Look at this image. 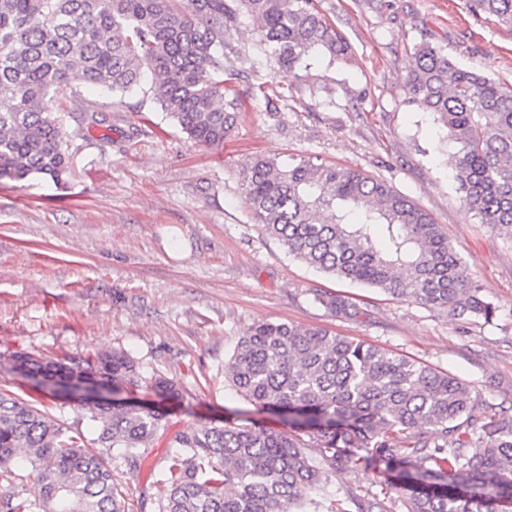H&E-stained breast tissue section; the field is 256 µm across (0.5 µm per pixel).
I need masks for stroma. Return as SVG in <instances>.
I'll list each match as a JSON object with an SVG mask.
<instances>
[{"label": "stroma", "instance_id": "1", "mask_svg": "<svg viewBox=\"0 0 512 512\" xmlns=\"http://www.w3.org/2000/svg\"><path fill=\"white\" fill-rule=\"evenodd\" d=\"M347 41L298 85L258 55L255 27L232 33L246 54L233 90L241 120L223 146L195 144L149 89L118 96L79 76L54 92L72 156L61 182L33 174L0 179V388L29 384L11 372L23 349L79 358L120 351L144 376L177 381L181 401L161 403L167 436L139 467H112L131 512H157L169 434L221 420L248 405L224 377L237 342L262 322L326 328L421 361L468 382L484 403L512 400V239L479 224L454 181L456 147L432 113L407 102L416 45L512 84V26L472 0H319ZM287 90L276 111L259 83ZM102 124L80 122L85 107ZM280 164L312 157L389 182L432 215L460 253L464 276L498 313L493 323L448 318L375 289L326 276L265 235L241 201L255 157ZM355 302L334 316L318 293ZM385 478L352 467L334 477L337 498L381 494Z\"/></svg>", "mask_w": 512, "mask_h": 512}]
</instances>
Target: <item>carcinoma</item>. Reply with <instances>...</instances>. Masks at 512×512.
I'll list each match as a JSON object with an SVG mask.
<instances>
[{
	"label": "carcinoma",
	"instance_id": "obj_1",
	"mask_svg": "<svg viewBox=\"0 0 512 512\" xmlns=\"http://www.w3.org/2000/svg\"><path fill=\"white\" fill-rule=\"evenodd\" d=\"M512 26V0H474ZM257 24L258 49L292 83L348 44L318 0H0V178L70 168L51 90L77 71L89 85L130 92L151 77L161 109L195 142L220 146L238 125L229 85L247 58L227 36ZM407 100L435 116L457 148L455 180L479 223L512 239V85L464 67L428 43L414 49ZM244 202L266 234L316 270L455 319L491 322L497 307L462 276V257L432 217L390 183L309 159L257 157ZM338 317L360 308L331 293ZM37 389L77 381L117 392L146 387L179 397L125 354L83 359L10 354ZM236 392L284 428L255 418L201 422L172 437L158 512H303L352 465L387 477L403 512H506L512 506V401L483 405L466 382L373 344L324 329L265 322L240 339L225 365ZM97 436L70 434L39 399L0 390V484L19 460L38 496L0 497V512H126L112 456L135 467L166 431L165 410L126 398L87 407ZM315 449L310 454L309 449ZM323 512H388L377 498L328 499Z\"/></svg>",
	"mask_w": 512,
	"mask_h": 512
}]
</instances>
